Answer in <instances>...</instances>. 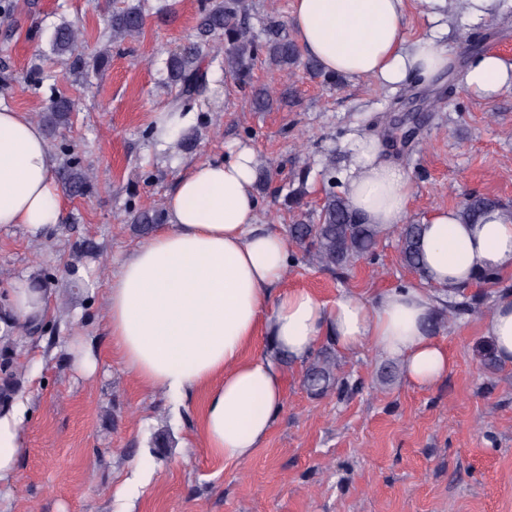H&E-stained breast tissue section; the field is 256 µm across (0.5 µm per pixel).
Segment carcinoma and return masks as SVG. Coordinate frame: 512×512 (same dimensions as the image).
Returning <instances> with one entry per match:
<instances>
[{"label":"carcinoma","mask_w":512,"mask_h":512,"mask_svg":"<svg viewBox=\"0 0 512 512\" xmlns=\"http://www.w3.org/2000/svg\"><path fill=\"white\" fill-rule=\"evenodd\" d=\"M248 11L246 0H217L202 7L197 26L196 39L184 45L169 63V79L177 88V94L160 120L166 129L175 123L176 117L190 112L193 103L209 84L208 71L201 68L199 61L206 55L212 59L224 57V73L241 83L250 80V63L257 52V44L245 23ZM146 24L142 6L133 5L112 9L108 16V27L112 38L125 39L142 33ZM224 36V45L217 47L212 41ZM78 37L68 24L57 26L52 34V46L59 55L75 54ZM269 63L281 69L295 65L300 56L295 42L280 38L266 48ZM73 101L65 94H56L50 102L48 112L42 117L49 134L57 135L70 125ZM64 189L73 196L89 193L91 180L83 170L80 160L70 157L61 174ZM499 208L508 220H512V206L496 198L469 194L457 205V216L463 224H476L480 217L491 208ZM398 235L400 254L405 265L421 271L420 224H403L384 228L379 224H367L349 201L336 194L326 197L319 222L316 224H290L288 237L302 253L303 260L321 270L342 271L357 260L371 254L380 239L390 233ZM500 274L486 271L471 285L457 289L456 295L448 299V314L458 311L467 314L474 321L486 317L483 296L470 292V288L497 285ZM336 358L322 354L308 366L305 383L312 394L327 397L336 393L339 379Z\"/></svg>","instance_id":"1"}]
</instances>
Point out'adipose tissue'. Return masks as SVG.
Instances as JSON below:
<instances>
[{"mask_svg": "<svg viewBox=\"0 0 512 512\" xmlns=\"http://www.w3.org/2000/svg\"><path fill=\"white\" fill-rule=\"evenodd\" d=\"M291 26L325 72L388 85L414 76L432 80L448 66L436 36L407 41L408 0H293ZM469 90L497 94L512 84V63L494 52L465 73ZM43 127L0 104V226L20 224L41 235L57 223L62 199ZM343 192L366 223H403L413 183L379 148L358 142L342 178ZM255 153L236 146L200 162L166 199V224L117 263L106 297L110 348L146 391L188 399L202 395L199 443L214 457L252 456L283 407L276 358L307 360L321 339L345 353L372 346L399 362L407 379L429 387L452 366L431 333L433 290L454 294L484 271L512 272V221L501 211L460 223L455 209L423 218L422 272L427 288H390L370 298L351 292L322 303L305 288L282 285L288 245L259 224ZM48 312V293L16 277L0 308V333L33 327ZM270 352L251 354L259 335ZM498 362L512 365V294H503L483 324ZM26 409L0 410V483L15 474L25 445Z\"/></svg>", "mask_w": 512, "mask_h": 512, "instance_id": "1", "label": "adipose tissue"}]
</instances>
